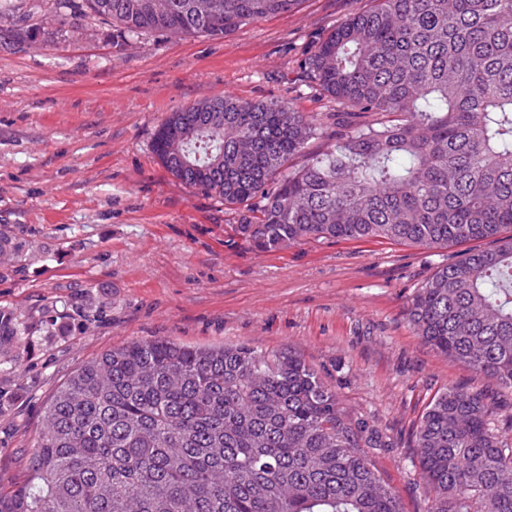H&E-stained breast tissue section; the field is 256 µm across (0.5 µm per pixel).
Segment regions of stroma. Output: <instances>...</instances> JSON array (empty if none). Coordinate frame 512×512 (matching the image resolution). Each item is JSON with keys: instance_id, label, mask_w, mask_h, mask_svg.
<instances>
[{"instance_id": "stroma-1", "label": "stroma", "mask_w": 512, "mask_h": 512, "mask_svg": "<svg viewBox=\"0 0 512 512\" xmlns=\"http://www.w3.org/2000/svg\"><path fill=\"white\" fill-rule=\"evenodd\" d=\"M367 0H302L221 39L113 38L107 21L11 0L0 28V231L28 250L0 279V309L91 304L83 333L26 337L0 353V486L22 482L46 402L80 362L136 340L292 350L344 413L384 440L367 455L405 512L426 508L411 462L432 397L479 385L512 392L425 346L405 316L414 291L457 246L310 240L261 252L234 237L215 196L175 179L153 153L170 112L203 99L282 100L335 131L336 105L301 69L305 55ZM37 28L36 38L25 30Z\"/></svg>"}]
</instances>
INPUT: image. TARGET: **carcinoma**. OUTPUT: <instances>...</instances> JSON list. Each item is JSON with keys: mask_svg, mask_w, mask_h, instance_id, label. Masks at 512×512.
<instances>
[{"mask_svg": "<svg viewBox=\"0 0 512 512\" xmlns=\"http://www.w3.org/2000/svg\"><path fill=\"white\" fill-rule=\"evenodd\" d=\"M46 0L111 21L120 38H222L302 0ZM336 140L284 101L219 97L169 113L152 149L176 179L224 201L260 251L307 240L426 248L486 240L439 266L405 315L433 350L512 391V0H371L305 60ZM26 243L0 232V255ZM98 310L62 311L73 329ZM55 319L0 309V347ZM496 398L450 386L414 433L426 512H512V444ZM352 421L293 351L138 341L78 364L44 410L27 477L0 512H404Z\"/></svg>", "mask_w": 512, "mask_h": 512, "instance_id": "carcinoma-1", "label": "carcinoma"}]
</instances>
